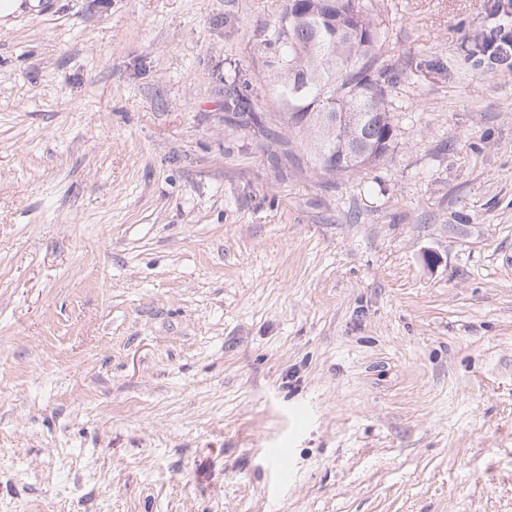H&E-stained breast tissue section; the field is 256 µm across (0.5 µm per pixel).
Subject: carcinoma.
I'll list each match as a JSON object with an SVG mask.
<instances>
[{
  "label": "carcinoma",
  "mask_w": 512,
  "mask_h": 512,
  "mask_svg": "<svg viewBox=\"0 0 512 512\" xmlns=\"http://www.w3.org/2000/svg\"><path fill=\"white\" fill-rule=\"evenodd\" d=\"M310 14L299 23L297 6L287 7L277 21L274 76L288 103L287 125L303 133L314 165L324 175L357 174L388 158L395 149V128L389 96L395 76L379 60L380 24L366 14L355 31L353 14L360 0H300ZM464 59L476 68L512 64V31L500 25L467 36L460 45ZM334 98L363 124L341 121L331 134L318 125L322 102ZM228 122L257 124L246 90L236 80L224 83Z\"/></svg>",
  "instance_id": "cac0c4a2"
}]
</instances>
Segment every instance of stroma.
I'll use <instances>...</instances> for the list:
<instances>
[{
    "instance_id": "35a3bbf8",
    "label": "stroma",
    "mask_w": 512,
    "mask_h": 512,
    "mask_svg": "<svg viewBox=\"0 0 512 512\" xmlns=\"http://www.w3.org/2000/svg\"><path fill=\"white\" fill-rule=\"evenodd\" d=\"M362 2L401 78L357 175L287 127V0L0 30V512H512V68L459 50L498 19ZM240 87L235 79L226 80L224 83V104L227 112H231L230 115L227 116V122H245L251 123L258 127L259 129H263V125H259L256 121L255 117V109L252 105V102L249 96L246 94L247 89L246 86ZM247 116L244 118V116Z\"/></svg>"
}]
</instances>
